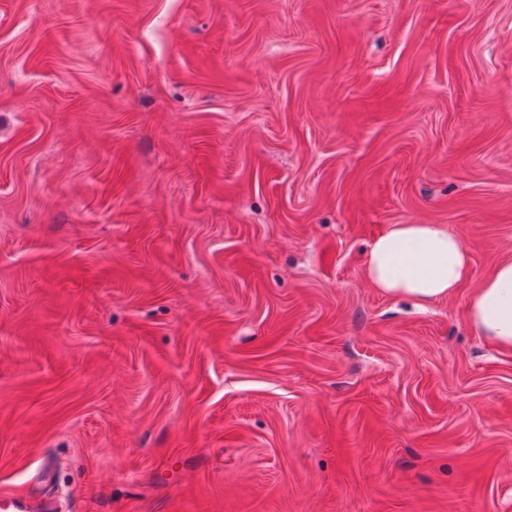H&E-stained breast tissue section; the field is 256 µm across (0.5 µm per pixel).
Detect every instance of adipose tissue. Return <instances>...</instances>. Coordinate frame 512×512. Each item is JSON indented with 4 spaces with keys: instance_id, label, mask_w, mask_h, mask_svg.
I'll return each mask as SVG.
<instances>
[{
    "instance_id": "adipose-tissue-1",
    "label": "adipose tissue",
    "mask_w": 512,
    "mask_h": 512,
    "mask_svg": "<svg viewBox=\"0 0 512 512\" xmlns=\"http://www.w3.org/2000/svg\"><path fill=\"white\" fill-rule=\"evenodd\" d=\"M365 274L383 294L422 306L456 294L471 276V260L445 225L392 224L370 245ZM467 312L482 336L512 349V259L499 262L473 288Z\"/></svg>"
}]
</instances>
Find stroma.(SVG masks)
Wrapping results in <instances>:
<instances>
[{
	"label": "stroma",
	"mask_w": 512,
	"mask_h": 512,
	"mask_svg": "<svg viewBox=\"0 0 512 512\" xmlns=\"http://www.w3.org/2000/svg\"><path fill=\"white\" fill-rule=\"evenodd\" d=\"M444 224L470 279L365 278ZM512 0H0V487L65 512H512ZM365 274L372 288L421 307L456 294L471 260L444 224H391L370 245ZM470 324L499 347L512 349V259L499 262L473 288L467 301Z\"/></svg>",
	"instance_id": "stroma-1"
}]
</instances>
